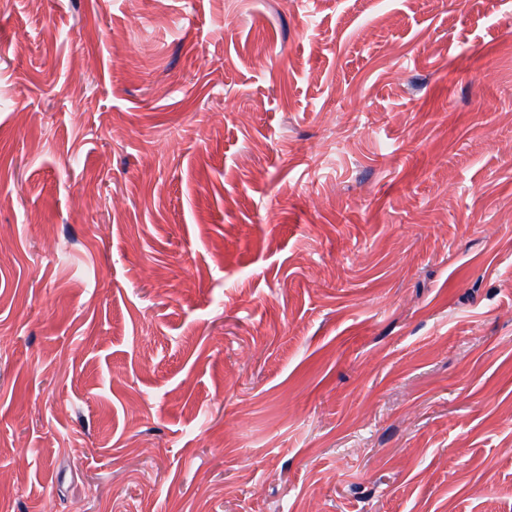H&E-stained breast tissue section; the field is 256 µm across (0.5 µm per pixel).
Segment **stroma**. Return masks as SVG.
I'll return each instance as SVG.
<instances>
[{"label": "stroma", "instance_id": "stroma-1", "mask_svg": "<svg viewBox=\"0 0 512 512\" xmlns=\"http://www.w3.org/2000/svg\"><path fill=\"white\" fill-rule=\"evenodd\" d=\"M0 512H512V0H0Z\"/></svg>", "mask_w": 512, "mask_h": 512}]
</instances>
